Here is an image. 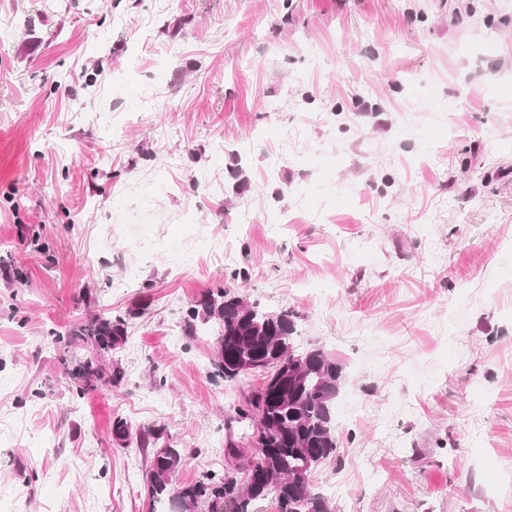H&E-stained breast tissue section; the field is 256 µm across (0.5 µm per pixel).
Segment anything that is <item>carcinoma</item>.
I'll return each instance as SVG.
<instances>
[{
  "mask_svg": "<svg viewBox=\"0 0 512 512\" xmlns=\"http://www.w3.org/2000/svg\"><path fill=\"white\" fill-rule=\"evenodd\" d=\"M185 331L198 327L217 331L215 359L209 377L235 383L242 376L238 359L248 356L262 385L233 407L227 421L225 453L247 459L244 477L227 470L219 477L205 472L195 481L176 486L173 476L186 456L160 427L132 433L127 421L112 423L113 439L124 445L136 438L140 448L152 449L144 480L149 502L169 503L170 512H255L270 501L274 512H335V506L312 484L292 481L309 462L340 461L334 405L343 380V366L322 347L296 348L297 316L272 312L229 287L209 292L185 312ZM126 318L94 315L76 324L64 348L77 345L82 356L60 359L82 396L100 386L118 384L122 368L112 351L125 341Z\"/></svg>",
  "mask_w": 512,
  "mask_h": 512,
  "instance_id": "carcinoma-1",
  "label": "carcinoma"
}]
</instances>
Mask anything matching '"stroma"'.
<instances>
[{
	"label": "stroma",
	"mask_w": 512,
	"mask_h": 512,
	"mask_svg": "<svg viewBox=\"0 0 512 512\" xmlns=\"http://www.w3.org/2000/svg\"><path fill=\"white\" fill-rule=\"evenodd\" d=\"M0 512H150L257 385L209 379L224 287L343 365L336 512H512V0H0ZM20 269L23 281L5 276ZM139 307L115 387L51 333Z\"/></svg>",
	"instance_id": "35a3bbf8"
}]
</instances>
